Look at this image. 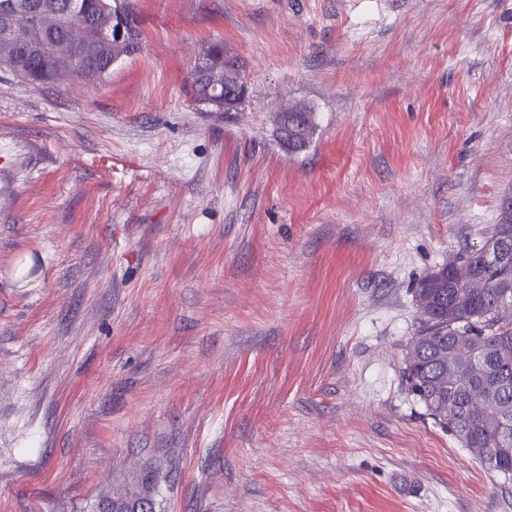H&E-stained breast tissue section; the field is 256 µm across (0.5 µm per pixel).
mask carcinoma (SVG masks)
<instances>
[{
	"label": "carcinoma",
	"mask_w": 512,
	"mask_h": 512,
	"mask_svg": "<svg viewBox=\"0 0 512 512\" xmlns=\"http://www.w3.org/2000/svg\"><path fill=\"white\" fill-rule=\"evenodd\" d=\"M25 27L40 19L22 54L0 57V68L36 87L54 83L53 51L80 40L78 68L106 76L112 66L142 47V32L131 0H0ZM124 29L123 40L98 39V24ZM191 97L207 112H234L245 95L243 66L224 50L207 45L189 77ZM274 135L290 153L305 150L315 132V114L302 103H284L272 113ZM448 259L415 290L420 329L404 360L408 388L434 419L448 428L488 469L512 475V209H500L485 240ZM142 493L132 480L128 497L97 512H144Z\"/></svg>",
	"instance_id": "cac0c4a2"
}]
</instances>
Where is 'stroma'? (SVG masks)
Returning <instances> with one entry per match:
<instances>
[{"mask_svg":"<svg viewBox=\"0 0 512 512\" xmlns=\"http://www.w3.org/2000/svg\"><path fill=\"white\" fill-rule=\"evenodd\" d=\"M135 2L103 79L0 70V512L149 460L164 512H512L403 364L415 282L512 194V0ZM216 41L228 115L189 94ZM189 87L192 99L205 112H236L245 95L243 66L235 56L228 55L223 42L211 43L200 52ZM224 94H232L227 108ZM209 100L220 103L211 104ZM274 135L289 153L305 150L315 132V114L302 103H284L272 113Z\"/></svg>","mask_w":512,"mask_h":512,"instance_id":"35a3bbf8","label":"stroma"}]
</instances>
